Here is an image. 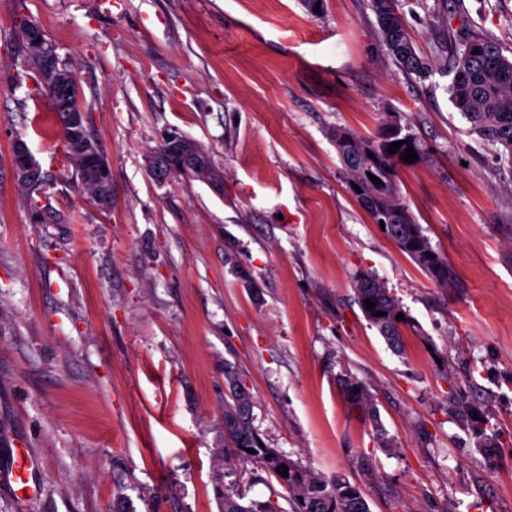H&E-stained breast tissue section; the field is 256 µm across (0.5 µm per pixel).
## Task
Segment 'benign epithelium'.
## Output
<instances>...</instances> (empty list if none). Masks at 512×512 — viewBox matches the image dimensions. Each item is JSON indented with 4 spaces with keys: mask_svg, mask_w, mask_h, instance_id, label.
<instances>
[{
    "mask_svg": "<svg viewBox=\"0 0 512 512\" xmlns=\"http://www.w3.org/2000/svg\"><path fill=\"white\" fill-rule=\"evenodd\" d=\"M19 26L26 29V41L39 62L44 89L52 97L58 111L63 113V123L68 129L69 156L78 160L84 183L103 185L107 162L83 136L85 113L76 79L60 64L55 46L45 38L40 27L26 20L20 21ZM163 144L164 150L154 154L150 162L151 172L157 180H165L175 169L200 170L194 142L189 138L171 133L164 138ZM11 162L21 185L32 189L43 183L41 169L24 141H14Z\"/></svg>",
    "mask_w": 512,
    "mask_h": 512,
    "instance_id": "benign-epithelium-1",
    "label": "benign epithelium"
}]
</instances>
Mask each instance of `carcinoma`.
Segmentation results:
<instances>
[{
  "label": "carcinoma",
  "instance_id": "carcinoma-1",
  "mask_svg": "<svg viewBox=\"0 0 512 512\" xmlns=\"http://www.w3.org/2000/svg\"><path fill=\"white\" fill-rule=\"evenodd\" d=\"M388 53L407 74L427 77L428 62L414 47L406 23L395 8L394 0H370ZM450 72L453 79L450 98L453 107L469 123L471 130L486 140L503 147V154L512 163V59L503 55L499 46L483 38H469L464 50L453 55ZM392 123L381 126L376 135L363 137L346 131L336 132V150L343 164L346 184L357 201L376 225H386V237L410 257L432 280L448 283L451 271L447 258L434 252L431 260L422 259V252L432 249L423 230L417 224L398 184L399 169L405 166L404 150L411 146L423 159L426 146L416 137L388 153L394 137ZM380 182H373L369 175ZM357 304L365 318L375 325L386 343L398 351L401 348V326L396 319L403 312L398 299L387 284L371 273H362L355 280ZM375 302L373 309L366 301ZM385 315L378 316L376 312ZM343 390L355 404L373 410V398L362 381L348 376L342 380ZM224 477L229 482L221 492L222 512H283L267 501H246L237 465L250 462L273 478L288 496L289 512H370L363 492L356 484L344 479L328 481L288 453L262 444L253 426V399L241 383L234 367L224 364ZM255 450L251 454L247 449ZM288 476H282V467Z\"/></svg>",
  "mask_w": 512,
  "mask_h": 512
}]
</instances>
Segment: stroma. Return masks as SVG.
Masks as SVG:
<instances>
[{
  "instance_id": "35a3bbf8",
  "label": "stroma",
  "mask_w": 512,
  "mask_h": 512,
  "mask_svg": "<svg viewBox=\"0 0 512 512\" xmlns=\"http://www.w3.org/2000/svg\"><path fill=\"white\" fill-rule=\"evenodd\" d=\"M427 78L389 56L369 0H0V512H221L224 366L260 437L371 512H512V164L446 88L471 36L512 58V0H396ZM36 22L79 85L112 168L99 210L64 160L15 35ZM408 123L399 187L452 271L435 284L350 193L334 134ZM223 190L160 183L165 134ZM22 139L48 183L32 208ZM369 272L405 351L361 313ZM363 381L376 415L350 405ZM465 396L479 423L450 412ZM36 459L25 499L15 450ZM11 162L14 174L21 185L32 189L43 183L41 169L24 141H14ZM354 289L357 304L365 318L378 328L391 348L399 351L402 343L401 326L407 322V317L392 290L383 280L368 272L357 276ZM365 300L375 302L372 310L367 309ZM377 311H384L386 315L374 316ZM398 313L404 314V320H396ZM343 390L347 397L355 404L368 411H373V398L369 389L362 381L348 376L342 380ZM356 391V394H353Z\"/></svg>"
}]
</instances>
